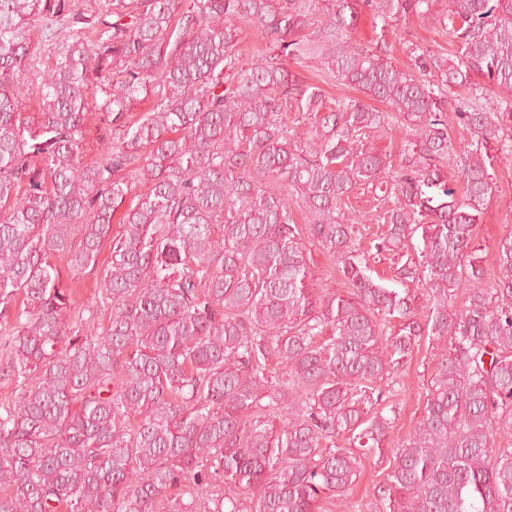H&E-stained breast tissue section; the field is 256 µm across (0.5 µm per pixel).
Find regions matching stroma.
I'll return each instance as SVG.
<instances>
[{
  "label": "stroma",
  "instance_id": "1",
  "mask_svg": "<svg viewBox=\"0 0 512 512\" xmlns=\"http://www.w3.org/2000/svg\"><path fill=\"white\" fill-rule=\"evenodd\" d=\"M389 55L400 67H410L408 45L414 44L431 52L453 53L455 45L446 32L434 21L415 16L400 18L385 32ZM494 179L496 187L479 221L472 230V247L484 266H491L501 239L512 234V152L494 148ZM375 191L370 185L356 187L341 220L356 224V239L360 247L379 236L383 227L375 219ZM308 267V283L314 295L348 296L351 286L341 272L336 259L316 244H306L304 250ZM445 346L421 338L410 356L395 368L393 376L383 384L387 395L382 404L394 425L388 443L381 451L368 454L346 500L338 502L332 512H382L377 489L393 465V443L403 440L420 417L426 398V385L432 368Z\"/></svg>",
  "mask_w": 512,
  "mask_h": 512
}]
</instances>
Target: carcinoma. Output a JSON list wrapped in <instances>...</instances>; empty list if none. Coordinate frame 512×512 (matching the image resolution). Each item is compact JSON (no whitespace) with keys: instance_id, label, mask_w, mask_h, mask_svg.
I'll return each instance as SVG.
<instances>
[{"instance_id":"carcinoma-1","label":"carcinoma","mask_w":512,"mask_h":512,"mask_svg":"<svg viewBox=\"0 0 512 512\" xmlns=\"http://www.w3.org/2000/svg\"><path fill=\"white\" fill-rule=\"evenodd\" d=\"M75 2L0 0V374L19 388L0 412V512H239L247 494L254 512H318L320 494L349 491L355 448L387 440L381 384L424 336L448 350L393 450L381 508L512 512V448L495 444L512 434V236L493 288L471 249L495 188L488 144L512 129V0L437 12L435 0ZM361 7L374 37L356 46ZM410 15L447 30L453 57L417 46L411 70L396 66L384 33ZM59 17L68 35L42 69L31 31ZM245 26L282 58L241 66ZM310 58L388 111L326 104L288 69ZM31 97L35 119L20 112ZM142 97L150 108L127 121ZM290 108L310 116L304 146L288 134ZM92 110L106 135L86 161ZM391 111L406 132L395 171L360 146ZM455 125L470 136L461 150ZM365 181L380 186L386 226L368 251L396 255L421 231L392 280L427 289L423 322L408 296L367 275L354 225L339 219ZM137 184L146 191L126 203ZM304 237L337 259L351 297L313 298ZM57 258L99 270L111 314L98 335L69 330L89 307L63 286ZM462 286L467 309L450 314ZM391 318L402 324L385 337ZM273 358L291 383L273 379ZM264 410L284 413L279 432ZM341 435L349 446H336Z\"/></svg>"}]
</instances>
